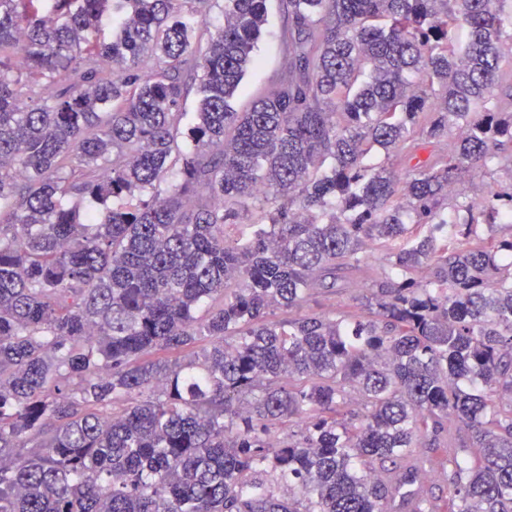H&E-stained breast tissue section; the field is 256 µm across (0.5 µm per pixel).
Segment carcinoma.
<instances>
[{"instance_id": "obj_1", "label": "carcinoma", "mask_w": 512, "mask_h": 512, "mask_svg": "<svg viewBox=\"0 0 512 512\" xmlns=\"http://www.w3.org/2000/svg\"><path fill=\"white\" fill-rule=\"evenodd\" d=\"M265 2L0 0V512H433L423 440L512 512V0H284L238 112ZM370 248L374 306L305 307ZM268 24L253 52L241 89L234 98L238 112L248 110L253 102L267 95L288 69V50L283 33L286 20L282 0H267ZM446 143L448 142L441 141L440 143H437L433 148L419 151L416 155L417 158L405 156V154L400 152H391L387 154L385 151L379 149L378 147H374L370 153L371 162L378 165L392 167L400 178H405L407 175L413 173L414 167L419 159L423 160L429 156L430 149H432L435 154H442L445 152L448 148ZM498 170V169H496ZM494 170L492 173L494 174H486V175H476L473 178L470 176H465L463 179V183L459 186L462 190V195L459 196L458 200L471 202L477 201L484 197L487 191L488 184L493 181V179L505 180L502 172H497ZM501 177V178H499Z\"/></svg>"}]
</instances>
